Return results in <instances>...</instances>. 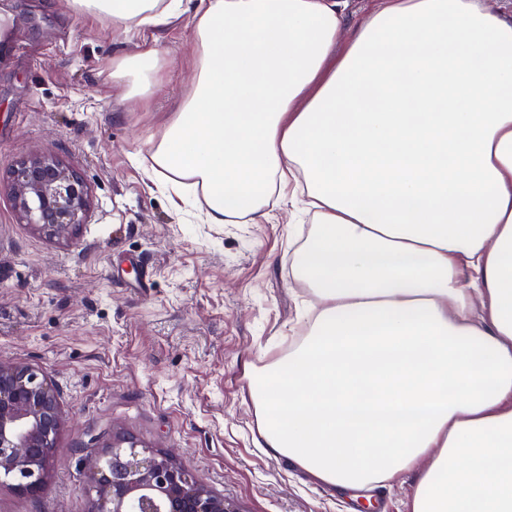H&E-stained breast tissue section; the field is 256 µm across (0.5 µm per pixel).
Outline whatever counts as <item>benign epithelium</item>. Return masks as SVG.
<instances>
[{
    "instance_id": "obj_1",
    "label": "benign epithelium",
    "mask_w": 512,
    "mask_h": 512,
    "mask_svg": "<svg viewBox=\"0 0 512 512\" xmlns=\"http://www.w3.org/2000/svg\"><path fill=\"white\" fill-rule=\"evenodd\" d=\"M12 182L15 208L33 230L68 239L84 223L86 184L59 159L26 157ZM63 426L54 385L31 366L0 361V478L37 495ZM85 467L97 497L94 512H237L172 453L141 447L131 437L113 438Z\"/></svg>"
}]
</instances>
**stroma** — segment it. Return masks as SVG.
Returning <instances> with one entry per match:
<instances>
[{
  "label": "stroma",
  "instance_id": "1",
  "mask_svg": "<svg viewBox=\"0 0 512 512\" xmlns=\"http://www.w3.org/2000/svg\"><path fill=\"white\" fill-rule=\"evenodd\" d=\"M0 7L16 22L0 52V359L42 371L65 416L41 491L0 484V512H92L84 460L116 435L174 452L239 512H353L259 447L243 372L305 331L312 296L292 261L308 217L278 204L259 224H204L133 160L185 98L188 16L129 37L68 0ZM155 44L169 51L159 85L125 99L113 62ZM42 154L87 186L72 239L38 234L14 208V168Z\"/></svg>",
  "mask_w": 512,
  "mask_h": 512
}]
</instances>
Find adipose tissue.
I'll return each instance as SVG.
<instances>
[{"mask_svg": "<svg viewBox=\"0 0 512 512\" xmlns=\"http://www.w3.org/2000/svg\"><path fill=\"white\" fill-rule=\"evenodd\" d=\"M125 33L183 0H68ZM200 0L193 77L147 154L211 224L305 194L287 355L246 368L260 445L323 487H392L409 512H512V18L485 0ZM168 52L120 58L132 99Z\"/></svg>", "mask_w": 512, "mask_h": 512, "instance_id": "ef3b65f1", "label": "adipose tissue"}]
</instances>
